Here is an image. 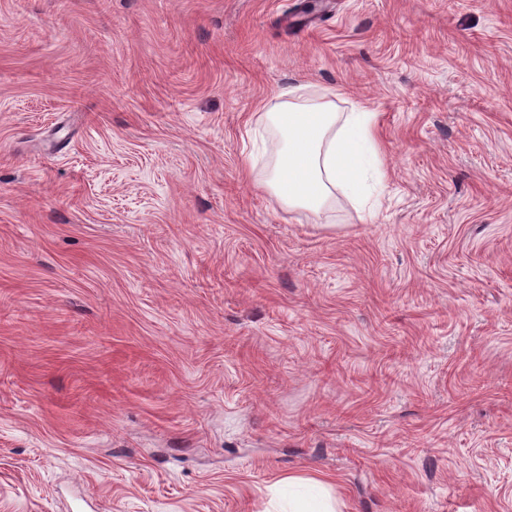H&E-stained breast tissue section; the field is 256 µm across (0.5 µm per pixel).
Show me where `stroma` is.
Here are the masks:
<instances>
[{
  "label": "stroma",
  "mask_w": 512,
  "mask_h": 512,
  "mask_svg": "<svg viewBox=\"0 0 512 512\" xmlns=\"http://www.w3.org/2000/svg\"><path fill=\"white\" fill-rule=\"evenodd\" d=\"M303 5L0 0V512H512V0ZM285 85L365 200L267 191ZM299 90L280 88L281 102L264 113L278 145L265 185L289 210L320 213L336 190L353 193L368 175L385 177L377 113L364 105L336 112L331 101L301 104L294 101ZM328 481L289 477L265 512H341Z\"/></svg>",
  "instance_id": "1"
}]
</instances>
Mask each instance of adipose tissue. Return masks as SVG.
Here are the masks:
<instances>
[{
    "mask_svg": "<svg viewBox=\"0 0 512 512\" xmlns=\"http://www.w3.org/2000/svg\"><path fill=\"white\" fill-rule=\"evenodd\" d=\"M297 88L278 90L264 114L277 139L265 184L287 208L323 211L336 191L355 192L367 176L384 178L377 114L365 106L338 112L333 102L301 104ZM267 512H340L331 483L291 477Z\"/></svg>",
    "mask_w": 512,
    "mask_h": 512,
    "instance_id": "adipose-tissue-1",
    "label": "adipose tissue"
}]
</instances>
